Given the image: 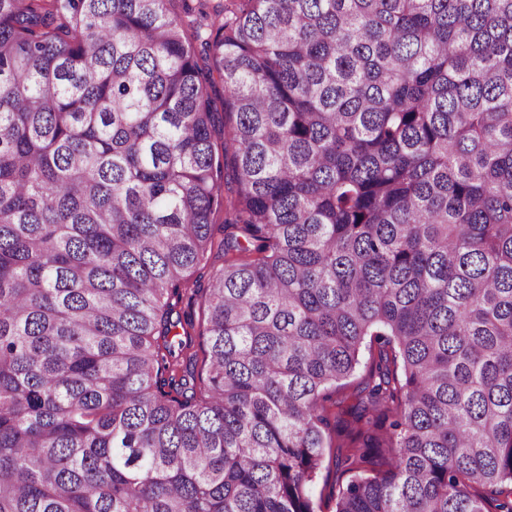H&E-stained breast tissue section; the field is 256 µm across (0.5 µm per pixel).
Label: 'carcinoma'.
<instances>
[{"label": "carcinoma", "mask_w": 512, "mask_h": 512, "mask_svg": "<svg viewBox=\"0 0 512 512\" xmlns=\"http://www.w3.org/2000/svg\"><path fill=\"white\" fill-rule=\"evenodd\" d=\"M353 425L335 512H512V0H0V512H315ZM378 360V349L376 345L371 348L363 349L360 366L356 372L347 380L343 381L339 389V397L352 394L357 389L364 386V383L369 379L371 370L374 369L375 364ZM332 448L325 449L324 463L318 472L311 489L312 500L316 512H335L339 490L345 487L353 473L344 471L336 465V437L332 439Z\"/></svg>", "instance_id": "cac0c4a2"}]
</instances>
